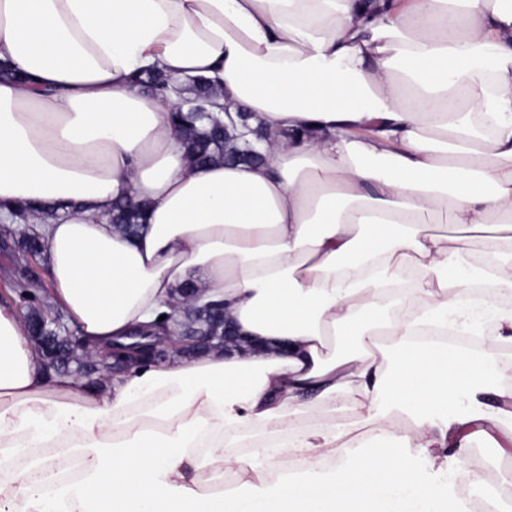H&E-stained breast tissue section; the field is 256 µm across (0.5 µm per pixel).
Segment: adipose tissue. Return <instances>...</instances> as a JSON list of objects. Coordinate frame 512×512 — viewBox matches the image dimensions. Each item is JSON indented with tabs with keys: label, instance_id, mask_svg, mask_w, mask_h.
<instances>
[{
	"label": "adipose tissue",
	"instance_id": "obj_1",
	"mask_svg": "<svg viewBox=\"0 0 512 512\" xmlns=\"http://www.w3.org/2000/svg\"><path fill=\"white\" fill-rule=\"evenodd\" d=\"M0 60L28 76L0 80V223L54 206L28 221L85 348L188 280L248 341L92 385L47 371L0 300V512H464L437 451L512 436V386L487 404L491 359L415 337L490 315L512 340V309L467 288L512 292V260L468 258L512 242V0H0ZM150 67L214 81L264 163L193 166L181 97L131 81ZM124 197L147 206L134 237ZM339 397L362 421L293 430ZM144 212V204L118 199L112 204V224L127 236H136L141 229Z\"/></svg>",
	"mask_w": 512,
	"mask_h": 512
}]
</instances>
